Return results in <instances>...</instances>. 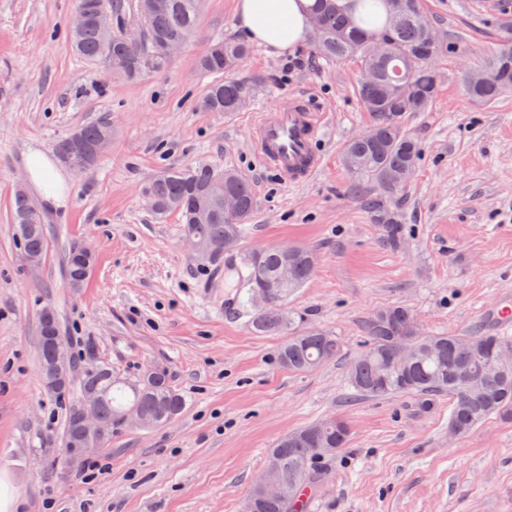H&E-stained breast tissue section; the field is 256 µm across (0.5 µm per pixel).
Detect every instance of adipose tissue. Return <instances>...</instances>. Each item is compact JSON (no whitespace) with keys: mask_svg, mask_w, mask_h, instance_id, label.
Segmentation results:
<instances>
[{"mask_svg":"<svg viewBox=\"0 0 512 512\" xmlns=\"http://www.w3.org/2000/svg\"><path fill=\"white\" fill-rule=\"evenodd\" d=\"M315 0H237L238 27L244 36L270 51L285 54L304 39L310 29ZM29 175L38 193L53 204L67 196L66 178L47 152L28 156Z\"/></svg>","mask_w":512,"mask_h":512,"instance_id":"ef3b65f1","label":"adipose tissue"}]
</instances>
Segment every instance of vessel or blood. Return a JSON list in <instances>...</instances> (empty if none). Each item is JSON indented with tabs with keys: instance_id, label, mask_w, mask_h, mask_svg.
I'll list each match as a JSON object with an SVG mask.
<instances>
[{
	"instance_id": "1",
	"label": "vessel or blood",
	"mask_w": 512,
	"mask_h": 512,
	"mask_svg": "<svg viewBox=\"0 0 512 512\" xmlns=\"http://www.w3.org/2000/svg\"><path fill=\"white\" fill-rule=\"evenodd\" d=\"M325 125L324 113L316 111L304 97H293L288 106L259 114L252 127L254 152L281 178L304 183L322 164L318 143Z\"/></svg>"
}]
</instances>
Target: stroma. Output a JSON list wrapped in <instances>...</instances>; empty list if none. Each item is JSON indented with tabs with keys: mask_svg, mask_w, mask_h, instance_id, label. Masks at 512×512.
Listing matches in <instances>:
<instances>
[{
	"mask_svg": "<svg viewBox=\"0 0 512 512\" xmlns=\"http://www.w3.org/2000/svg\"><path fill=\"white\" fill-rule=\"evenodd\" d=\"M76 0H0V472L12 477L18 512H241L268 448L318 419L345 420L350 435L311 512H512V419L468 435L448 433L449 403L424 413L411 396L346 399V367L363 350L359 323L407 306L426 335L494 329L512 297V91L469 99L462 75L480 68L512 0H423L449 50L436 67L439 94L404 129L422 160L392 200L409 235L383 247L352 193L346 144L370 121L358 94L356 60L328 63L309 45L277 55L254 45L232 77L247 104L204 112L213 83L198 56L214 39L238 37L235 0H204L189 42L165 70L126 79L71 48ZM310 97L324 112V163L291 184L263 165L250 133L258 114ZM105 120L112 141L88 172L67 170L64 204L43 203L51 256L28 269L12 239L9 206L29 186L31 148ZM212 164L240 172L256 199L244 248L301 245L312 277L288 300L294 317L338 336L344 355L309 373L279 366L280 335L255 334L247 318L225 319L223 274L194 260L176 214L156 216L141 186L168 167ZM89 249L92 273L65 284L62 257ZM54 308L82 359L84 340L133 379L164 368L187 406L160 429H113L93 459L103 474L82 478L62 447L66 403L43 389L38 322Z\"/></svg>",
	"mask_w": 512,
	"mask_h": 512,
	"instance_id": "obj_1",
	"label": "stroma"
}]
</instances>
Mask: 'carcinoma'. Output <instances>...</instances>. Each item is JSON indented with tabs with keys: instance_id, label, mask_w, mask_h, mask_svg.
Listing matches in <instances>:
<instances>
[{
	"instance_id": "carcinoma-1",
	"label": "carcinoma",
	"mask_w": 512,
	"mask_h": 512,
	"mask_svg": "<svg viewBox=\"0 0 512 512\" xmlns=\"http://www.w3.org/2000/svg\"><path fill=\"white\" fill-rule=\"evenodd\" d=\"M148 10L142 0H112V14L121 20L126 11L134 12L143 31L142 39L131 43L123 31L104 28L93 15L91 0H77L76 8L86 13L82 28L71 30L77 55L86 61L112 67V74L134 78L145 69L160 71L170 57L162 52L166 43L187 42L193 34L203 0H155ZM370 0H317L311 25V44L316 54L331 62L349 58L360 61L371 71L372 79L357 87L374 136H359L345 147L344 163L357 180H369L377 193L366 201V208L378 224L379 242L391 249L400 248L407 234L406 225L390 200L400 192L422 159L419 144L405 133L402 121L412 112L427 111L436 100L440 75L430 60L448 53V43L433 38L435 29L424 27L420 0H384L387 14L384 29L368 31L362 26L358 6ZM251 52V46L234 38L218 39L199 56L197 66L208 74H228ZM486 70L496 79L466 87L470 98L486 102L512 89V20L502 19L497 48ZM246 104L243 88L226 78L213 83L199 101L206 112H238ZM88 145L112 139V125L101 121L77 130ZM142 191L155 203L153 213L179 216L183 235L215 243H233L240 264L242 307L252 305L250 294L257 280L270 289V301L253 309L254 333L276 335L288 329V339L277 350L279 365L293 373L309 372L340 356L341 343L332 332L316 326H292L283 310L288 296L302 287L311 275L308 249L297 246L288 251L269 246L258 251L241 247L247 221L256 202L246 178L232 168L199 164L185 168H166L144 184ZM237 200V210L224 212V196ZM210 201V214H201L196 202ZM11 224L15 244L30 257L31 270L39 269L50 250L45 231V216L31 208L26 190H15L11 202ZM74 249L64 255L67 285L84 286L87 278L73 260ZM293 268L292 278L278 281L284 266ZM414 314L404 305H392L366 316L360 325L365 349L349 364L347 386L351 394L366 398L416 397L418 406L429 408L437 398L448 397V429L464 436L486 421L512 418V361L500 369L493 363L503 349L512 350V336L498 330L469 335H424L415 329ZM411 352L396 365L394 356L402 341ZM89 389L101 396L100 417L107 428L123 423V414L135 408L151 428L165 426L187 405L185 394L172 385L163 369L145 372L133 380L112 374V367L101 363L92 372H79L67 389L54 394L70 398L65 416L63 445L77 435L74 407ZM347 423L327 417L283 436L267 452L266 470L286 490L275 497L251 488L255 512H300L299 497L314 489L322 476L321 463L329 461L346 447Z\"/></svg>"
}]
</instances>
